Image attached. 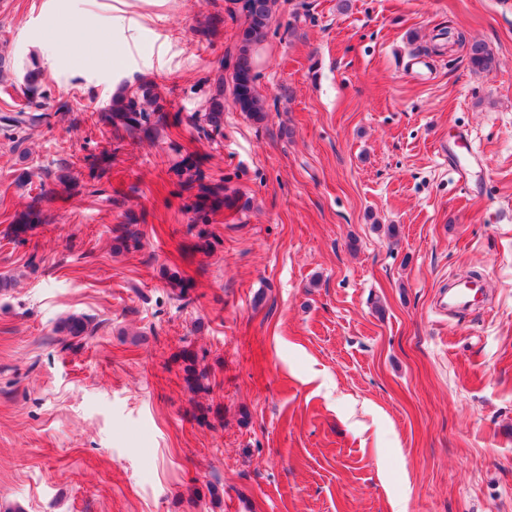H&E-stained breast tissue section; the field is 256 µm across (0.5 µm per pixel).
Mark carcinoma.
<instances>
[{"instance_id":"carcinoma-1","label":"carcinoma","mask_w":512,"mask_h":512,"mask_svg":"<svg viewBox=\"0 0 512 512\" xmlns=\"http://www.w3.org/2000/svg\"><path fill=\"white\" fill-rule=\"evenodd\" d=\"M233 8L231 15L242 19V28L238 34L235 54L230 56V62H221L219 68L207 79L209 97L205 109L193 112L188 116V122L198 132L207 138L224 134V96L229 93L233 107L255 121L265 117V101L259 93L256 81L255 50L260 45L269 29L274 6L277 0H231ZM469 62L476 70H489L493 67L494 57L483 43H473L469 50ZM231 67L230 78H224V70ZM168 112L167 101L154 91L152 85L143 82L125 94L111 100L108 108L99 113L100 122L112 127L113 134L119 135L124 131L132 138H150L157 126L164 123ZM50 114L45 112H26L20 110L12 115L3 117V127L13 132L14 148H22L26 137L22 136L24 129L41 123L49 122ZM179 178L181 189L188 193V209L193 212V222L206 224L210 216L221 209L233 206L232 200L224 194V177L214 178L207 175L198 161L186 156L172 168ZM41 223L40 210L31 205L20 214L14 227L15 237L32 231ZM116 240L123 247L138 245L140 232L133 228V223L123 224L116 229ZM95 331L85 317L70 315L63 319L57 332L65 335L60 340L62 347H68L71 338H85ZM184 362V377L186 387L195 395H207L211 391L209 374L201 366L202 358L197 351L186 347L181 352Z\"/></svg>"}]
</instances>
